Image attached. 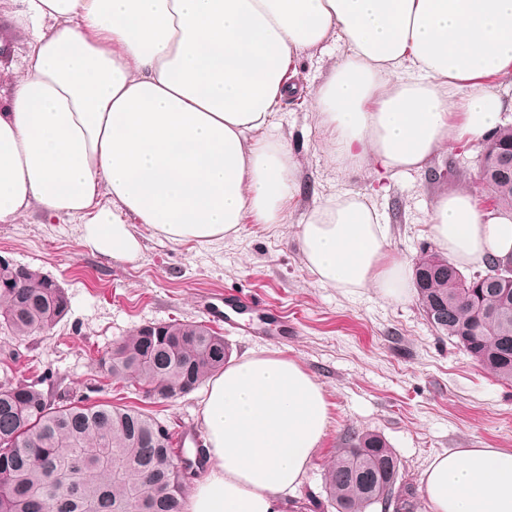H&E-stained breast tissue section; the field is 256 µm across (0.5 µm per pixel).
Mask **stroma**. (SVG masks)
Wrapping results in <instances>:
<instances>
[{
	"label": "stroma",
	"instance_id": "stroma-1",
	"mask_svg": "<svg viewBox=\"0 0 512 512\" xmlns=\"http://www.w3.org/2000/svg\"><path fill=\"white\" fill-rule=\"evenodd\" d=\"M14 0H0V108L14 71L28 52L29 32L12 23ZM339 56L337 46L296 59L289 70L300 87L320 84ZM266 137L284 138L297 167L299 190L284 224L246 217L239 235L203 247L172 244L141 227L143 248L132 263L94 252L69 218L31 211L0 224V255L56 278L69 298L68 314L52 329L0 336V359H12L15 378L41 381L54 396L135 404L182 432L186 447L206 443L200 396L191 392L154 402L142 391L112 383L98 368L102 352L146 323L203 321L221 332L233 358L276 351L301 363L324 390L329 426L286 512H315L327 496L324 474L346 436L376 433L398 460V486L410 487L415 512H425L421 475L448 450L512 449V386L501 384L448 337L428 324L414 289L398 298L374 288L348 292L317 281L297 244L298 222L314 202L342 190L365 196L389 226L390 256L413 265L435 243L429 222L436 197L477 190L482 149L449 142L423 173L379 180L363 165L332 162L329 133L303 92L282 101Z\"/></svg>",
	"mask_w": 512,
	"mask_h": 512
}]
</instances>
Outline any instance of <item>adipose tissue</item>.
Segmentation results:
<instances>
[{
    "label": "adipose tissue",
    "mask_w": 512,
    "mask_h": 512,
    "mask_svg": "<svg viewBox=\"0 0 512 512\" xmlns=\"http://www.w3.org/2000/svg\"><path fill=\"white\" fill-rule=\"evenodd\" d=\"M31 40L0 111V224L31 209L80 220L85 244L119 262L137 224L179 244L237 236L246 216L286 221L296 185L287 142H253L294 94L287 64L337 43L313 99L343 168L425 171L452 140L502 123L512 78V0H16ZM383 215L344 190L315 203L297 241L321 284L399 297ZM440 250L475 269L512 261V217L468 190L437 197ZM207 470L184 512H286L329 424L320 384L279 353L228 361L203 390ZM428 512H512V449L435 456Z\"/></svg>",
    "instance_id": "obj_1"
}]
</instances>
